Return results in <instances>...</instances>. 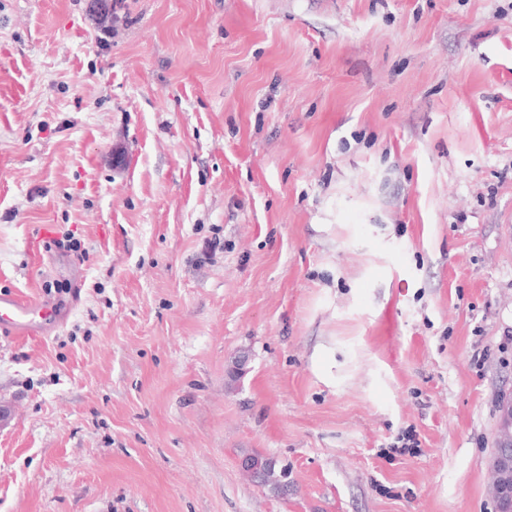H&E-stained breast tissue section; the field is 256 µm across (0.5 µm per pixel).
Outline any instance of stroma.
Instances as JSON below:
<instances>
[{
	"label": "stroma",
	"instance_id": "stroma-1",
	"mask_svg": "<svg viewBox=\"0 0 512 512\" xmlns=\"http://www.w3.org/2000/svg\"><path fill=\"white\" fill-rule=\"evenodd\" d=\"M87 3L0 0V512H496L512 0ZM56 320V312L47 302L23 304L16 296L0 297V331L2 333L34 325H48Z\"/></svg>",
	"mask_w": 512,
	"mask_h": 512
}]
</instances>
